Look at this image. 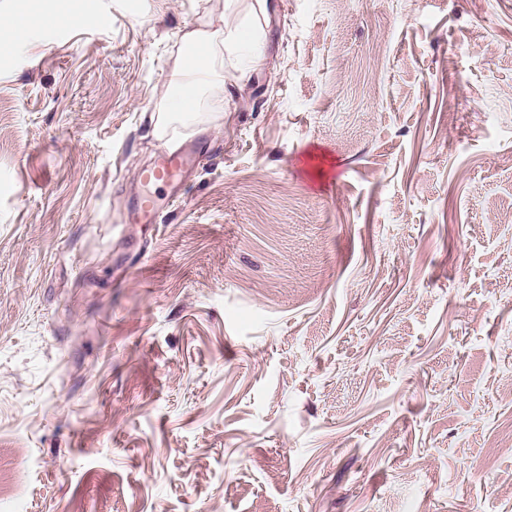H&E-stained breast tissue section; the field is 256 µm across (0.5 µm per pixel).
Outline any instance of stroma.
I'll return each instance as SVG.
<instances>
[{
    "instance_id": "35a3bbf8",
    "label": "stroma",
    "mask_w": 512,
    "mask_h": 512,
    "mask_svg": "<svg viewBox=\"0 0 512 512\" xmlns=\"http://www.w3.org/2000/svg\"><path fill=\"white\" fill-rule=\"evenodd\" d=\"M254 2L0 0V512H512V0ZM184 39L189 47H201L203 53L184 56L180 66L178 97L171 107L178 112H191L197 101L200 86L211 80L216 73V58L223 56V50L235 39L233 32L224 29L213 31L194 30L186 33ZM196 161L197 157L191 154L186 146L172 151L163 150L154 166L148 171L138 173V178L146 182H162L176 191L187 167Z\"/></svg>"
}]
</instances>
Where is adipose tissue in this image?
Instances as JSON below:
<instances>
[{"instance_id": "adipose-tissue-1", "label": "adipose tissue", "mask_w": 512, "mask_h": 512, "mask_svg": "<svg viewBox=\"0 0 512 512\" xmlns=\"http://www.w3.org/2000/svg\"><path fill=\"white\" fill-rule=\"evenodd\" d=\"M234 38V33L223 29L186 33V42L190 47L200 48L201 53L194 57L184 56L181 62L179 93L171 103L175 111L189 112L194 109L201 85L213 78L218 56Z\"/></svg>"}]
</instances>
